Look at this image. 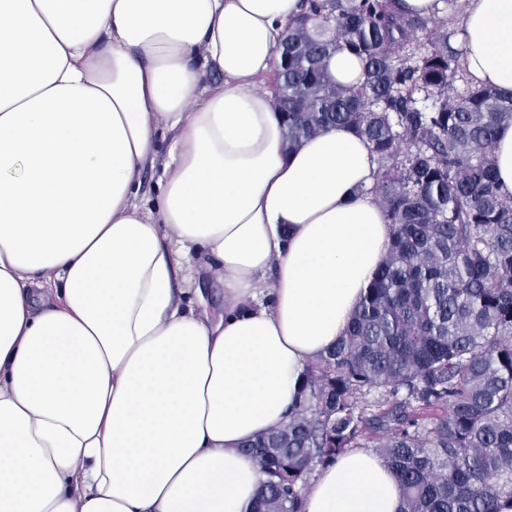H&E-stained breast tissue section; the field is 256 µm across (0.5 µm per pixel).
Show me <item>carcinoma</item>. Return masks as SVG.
Here are the masks:
<instances>
[{
  "instance_id": "1",
  "label": "carcinoma",
  "mask_w": 512,
  "mask_h": 512,
  "mask_svg": "<svg viewBox=\"0 0 512 512\" xmlns=\"http://www.w3.org/2000/svg\"><path fill=\"white\" fill-rule=\"evenodd\" d=\"M274 93L288 144L331 128L364 138L391 225L346 333L304 373L288 423L244 446L266 475L251 512H300L314 467L372 448L400 512H500L512 501V195L494 148L512 93L461 66L448 22L403 0H304ZM346 51L357 86L324 61Z\"/></svg>"
}]
</instances>
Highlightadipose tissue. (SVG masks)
I'll return each instance as SVG.
<instances>
[{"mask_svg": "<svg viewBox=\"0 0 512 512\" xmlns=\"http://www.w3.org/2000/svg\"><path fill=\"white\" fill-rule=\"evenodd\" d=\"M461 64L512 92V0H459ZM303 0H0V512H248L388 249L369 144L286 145L265 83ZM223 82L205 83L207 70ZM167 140L158 153L159 140ZM160 195L139 199L145 168ZM224 307L181 287L185 263ZM352 448L302 512H399Z\"/></svg>", "mask_w": 512, "mask_h": 512, "instance_id": "1", "label": "adipose tissue"}]
</instances>
